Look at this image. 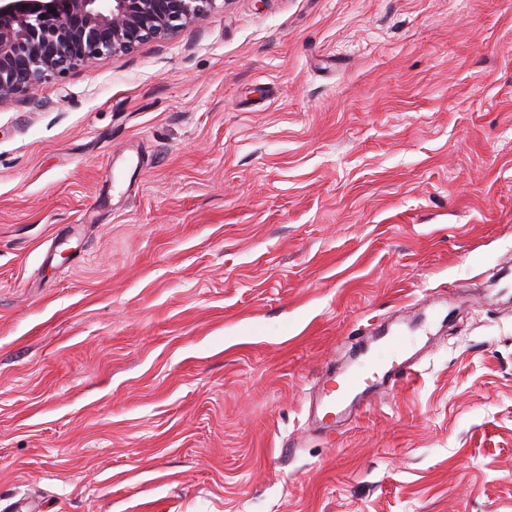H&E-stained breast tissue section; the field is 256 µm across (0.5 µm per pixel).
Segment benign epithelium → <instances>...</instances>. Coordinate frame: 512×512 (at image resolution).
Masks as SVG:
<instances>
[{"mask_svg":"<svg viewBox=\"0 0 512 512\" xmlns=\"http://www.w3.org/2000/svg\"><path fill=\"white\" fill-rule=\"evenodd\" d=\"M216 0H0V101L204 17Z\"/></svg>","mask_w":512,"mask_h":512,"instance_id":"7a95c632","label":"benign epithelium"}]
</instances>
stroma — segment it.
Segmentation results:
<instances>
[{
	"mask_svg": "<svg viewBox=\"0 0 512 512\" xmlns=\"http://www.w3.org/2000/svg\"><path fill=\"white\" fill-rule=\"evenodd\" d=\"M21 506L512 512V0H217L0 102ZM403 346L404 342L400 336L386 340L369 364L361 365L356 372L349 374L345 385L351 389H358L361 385L372 382L373 378H377L378 370L382 365L391 361L390 365L395 367L397 361L394 358L400 353Z\"/></svg>",
	"mask_w": 512,
	"mask_h": 512,
	"instance_id": "obj_1",
	"label": "stroma"
}]
</instances>
